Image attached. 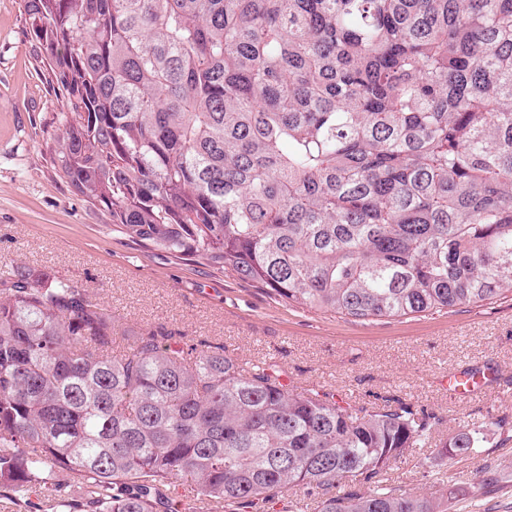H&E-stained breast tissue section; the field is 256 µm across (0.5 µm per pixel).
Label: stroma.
Returning <instances> with one entry per match:
<instances>
[{
  "instance_id": "1",
  "label": "stroma",
  "mask_w": 512,
  "mask_h": 512,
  "mask_svg": "<svg viewBox=\"0 0 512 512\" xmlns=\"http://www.w3.org/2000/svg\"><path fill=\"white\" fill-rule=\"evenodd\" d=\"M42 48L31 39L24 0H0V267L22 264L90 288L119 318L113 352L126 330L165 327L175 341L224 346L243 369L272 360L290 385L334 393L356 405L405 400L444 418L447 440L461 425L499 420L491 449L437 466L395 464L403 489L441 496L456 489L453 512H512V297L452 313L355 323L288 307L223 270L149 250L112 230L107 211L88 203L55 161L64 111ZM489 366L503 383L467 401L448 393V376ZM493 484L472 493L476 473ZM0 512H69L66 494L0 491Z\"/></svg>"
}]
</instances>
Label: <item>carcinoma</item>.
Masks as SVG:
<instances>
[{
    "label": "carcinoma",
    "mask_w": 512,
    "mask_h": 512,
    "mask_svg": "<svg viewBox=\"0 0 512 512\" xmlns=\"http://www.w3.org/2000/svg\"><path fill=\"white\" fill-rule=\"evenodd\" d=\"M55 156L114 231L357 322L512 295V0H26ZM0 268V488L81 512H450L388 484L440 418L352 406ZM502 422L438 449L453 462Z\"/></svg>",
    "instance_id": "obj_1"
}]
</instances>
